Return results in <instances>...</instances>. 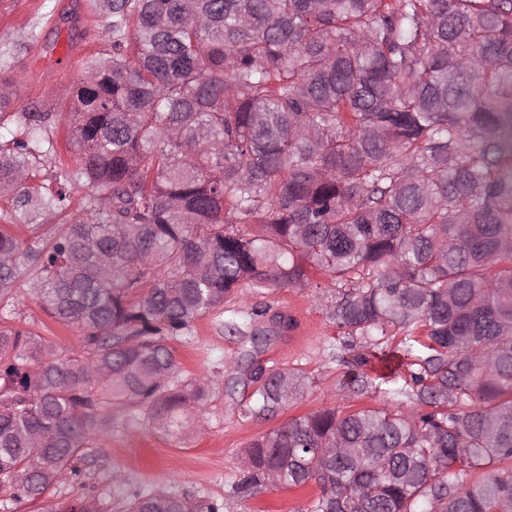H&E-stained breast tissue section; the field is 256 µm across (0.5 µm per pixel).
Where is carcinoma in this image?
Returning <instances> with one entry per match:
<instances>
[{
    "label": "carcinoma",
    "instance_id": "1",
    "mask_svg": "<svg viewBox=\"0 0 512 512\" xmlns=\"http://www.w3.org/2000/svg\"><path fill=\"white\" fill-rule=\"evenodd\" d=\"M94 7L112 54L74 85L72 162L42 173L54 112L0 133V302L26 269L83 341L0 326V492L69 480L115 406L188 428L218 379L178 378L171 340L240 287H288L326 302L339 406L251 441L231 494L274 473L315 483L306 512H512V0ZM306 386L270 369L242 413ZM370 392L383 407L343 406ZM127 512L193 507L158 488Z\"/></svg>",
    "mask_w": 512,
    "mask_h": 512
}]
</instances>
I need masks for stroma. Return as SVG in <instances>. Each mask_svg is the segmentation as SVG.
<instances>
[{
	"label": "stroma",
	"mask_w": 512,
	"mask_h": 512,
	"mask_svg": "<svg viewBox=\"0 0 512 512\" xmlns=\"http://www.w3.org/2000/svg\"><path fill=\"white\" fill-rule=\"evenodd\" d=\"M107 23L90 0H0V99L8 111L66 112L83 60L112 50ZM255 306L262 315L250 326L267 333L259 361L268 369L297 368L308 377L293 404L257 418L243 416L241 409L260 384L239 363L241 337L224 329L227 311L244 314ZM281 314L294 319V328L273 330L271 319ZM1 325L31 331L59 349H82L79 330L50 318L22 278L11 298L0 303ZM336 335L307 292L239 290L226 308L199 316L174 342L181 376L220 377L197 424L169 435L152 428L140 409L113 408L110 436L83 449L74 463L76 477L54 484L38 501L0 497V512H78L90 498L96 499L99 512H125L133 494L159 486L195 503H220L223 512H305L316 490L312 484L264 487L246 500L229 491L240 475L238 454L247 443L286 427L292 418L335 405L343 369L331 359L328 345Z\"/></svg>",
	"instance_id": "stroma-1"
}]
</instances>
